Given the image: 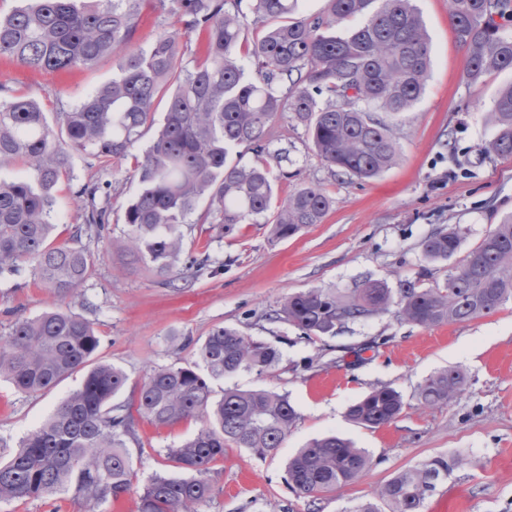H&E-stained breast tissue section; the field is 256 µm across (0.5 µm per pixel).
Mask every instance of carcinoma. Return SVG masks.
I'll list each match as a JSON object with an SVG mask.
<instances>
[{"label":"carcinoma","mask_w":512,"mask_h":512,"mask_svg":"<svg viewBox=\"0 0 512 512\" xmlns=\"http://www.w3.org/2000/svg\"><path fill=\"white\" fill-rule=\"evenodd\" d=\"M0 17V56L34 70L58 72L89 67L112 56V82L82 103L47 119L40 104L24 96L0 98V168L23 173L0 178V273L32 265L37 279L58 300L73 295L90 276L92 254L54 236L55 192L73 178L71 156L100 162L124 160L165 112L134 176L138 192L125 210L124 247L136 263L165 276L183 252L186 219L201 224H270L276 240L322 223L332 199L307 183L280 199L270 176L268 144L284 113L303 123L309 148L338 175L373 179L397 161L394 126L384 116L411 111L421 99L430 70L431 43L415 0H326L312 18L295 17L297 0H252V22L262 34L242 43V0H160L182 30L165 29L145 50H131L142 0H21ZM456 37L467 52L466 76L477 81L512 70V0H448ZM206 28L204 59L182 67V33ZM257 78L246 76V61ZM491 119L496 128L486 152L512 157V83L497 93ZM243 148L254 161L232 153ZM112 184L85 183L84 224L106 230ZM210 206L200 213L202 199ZM463 231L451 227L422 243L426 260L455 256ZM512 300V215L489 231L453 267L443 285L418 281L393 290L381 281L347 292L310 288L284 298L275 319L308 338L332 336L336 328L397 306L407 322L436 327L470 321ZM100 346L93 323L61 308L18 319L0 338V379L27 394L47 392L79 369L82 386L0 460V501L49 498L72 493L96 506L132 487L136 441L130 407L118 401L128 376L96 362ZM197 361L153 369L141 384L137 413L157 427L199 419L190 439L166 449L181 470L157 475L144 485L138 512H197L216 493L212 465L226 448L277 455L300 419L288 394L226 388L216 396L209 380L239 372L276 369L273 345L231 327H216L196 342ZM456 368L429 375L417 399L425 407L446 405L463 390ZM403 394L392 386L370 390L346 410L352 423L385 426L402 413ZM371 465L364 448L339 435L315 438L288 456L286 481L319 512L326 493L363 475ZM460 465L446 455L398 472L376 493L389 512H422L437 485Z\"/></svg>","instance_id":"1"}]
</instances>
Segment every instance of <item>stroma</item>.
<instances>
[{
  "instance_id": "obj_1",
  "label": "stroma",
  "mask_w": 512,
  "mask_h": 512,
  "mask_svg": "<svg viewBox=\"0 0 512 512\" xmlns=\"http://www.w3.org/2000/svg\"><path fill=\"white\" fill-rule=\"evenodd\" d=\"M432 42L430 75L413 111L397 120L398 163L372 180L336 176L310 150L305 129L279 118L270 148L285 152L272 163L278 196L301 184H320L332 199L322 223L298 235L272 241L267 224L189 225L181 260L168 276L130 267L119 244L127 229L125 209L138 191L133 159L106 166L89 156L72 160L74 180L61 183L54 221L62 238L78 236L93 256L92 273L64 307L88 314L101 344L100 362L128 376L121 402L135 404L140 385L155 368L195 358L194 342L217 326L233 327L275 346L279 366L259 375L241 372L213 381L227 387L266 388L289 393L301 413L280 453L262 458L229 448L211 478L218 492L199 512H307L305 498L284 481V461L312 438L336 433L372 456L357 481L326 495L320 512H351L397 472L437 456L464 459L429 497L423 512H512V301L497 312L464 323L424 328L388 311L345 325L336 335L305 337L297 327L273 320L282 299L311 288L343 291L365 280L398 288L406 280L443 284L449 263H430L421 243L429 235L460 226L463 249L475 246L496 224L512 215V158L486 154L495 129L489 120L493 99L512 72L472 82L467 55L448 16V0H416ZM159 0H142L130 47L146 49L164 29L176 27ZM113 60L67 72L30 71L0 57V84L38 101L44 111L84 101L112 79ZM111 183L110 232L82 231L79 185ZM209 262L196 265L198 252ZM55 298L35 281L30 265L0 274V336L13 323L52 308ZM455 367L465 375L463 392L451 403L425 407L415 391L433 372ZM76 372L43 394L16 391L0 382V456L78 389ZM400 390L406 406L380 428L345 418L349 404L370 389ZM200 424L187 420L157 427L137 418L131 445L135 477L109 512H138L143 486L156 475L174 473L167 448L193 437Z\"/></svg>"
}]
</instances>
